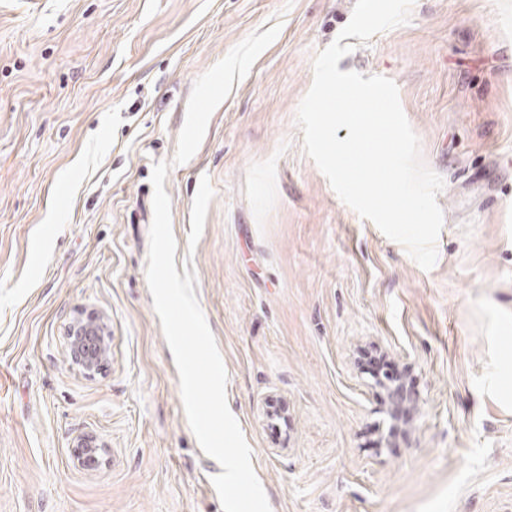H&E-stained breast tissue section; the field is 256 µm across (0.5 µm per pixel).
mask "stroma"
<instances>
[{
    "label": "stroma",
    "mask_w": 512,
    "mask_h": 512,
    "mask_svg": "<svg viewBox=\"0 0 512 512\" xmlns=\"http://www.w3.org/2000/svg\"><path fill=\"white\" fill-rule=\"evenodd\" d=\"M355 2L0 0V512H222L147 283L161 161L271 512H512V0H414L338 63L396 83L444 180L429 270L303 149ZM275 25L173 164L196 79ZM81 309L111 333L92 375L67 354ZM71 448L78 463L91 469L99 464L102 448H105V446L99 443L94 435L83 433L72 439Z\"/></svg>",
    "instance_id": "stroma-1"
}]
</instances>
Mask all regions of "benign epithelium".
I'll return each instance as SVG.
<instances>
[{
	"label": "benign epithelium",
	"instance_id": "7a95c632",
	"mask_svg": "<svg viewBox=\"0 0 512 512\" xmlns=\"http://www.w3.org/2000/svg\"><path fill=\"white\" fill-rule=\"evenodd\" d=\"M104 317L94 310H81L72 319L67 331V350L72 364L86 373L104 370L109 361L110 348ZM74 457L88 469L96 467L103 444L91 434L75 436L71 442Z\"/></svg>",
	"mask_w": 512,
	"mask_h": 512
}]
</instances>
